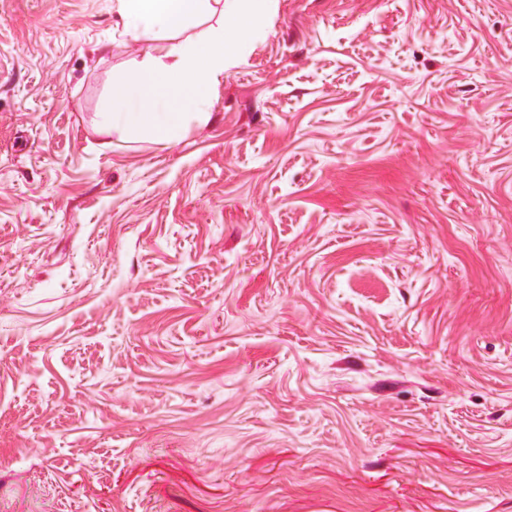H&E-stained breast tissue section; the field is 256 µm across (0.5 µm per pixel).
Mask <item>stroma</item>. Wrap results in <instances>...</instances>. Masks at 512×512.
<instances>
[{"instance_id": "35a3bbf8", "label": "stroma", "mask_w": 512, "mask_h": 512, "mask_svg": "<svg viewBox=\"0 0 512 512\" xmlns=\"http://www.w3.org/2000/svg\"><path fill=\"white\" fill-rule=\"evenodd\" d=\"M177 40L0 0V512H512V0H275L104 130ZM272 0H115L116 26L135 40L154 31H186L209 14L223 22L168 50L147 53L111 90L102 123L175 143L190 120L206 123L212 91L255 37ZM225 18V23H224Z\"/></svg>"}]
</instances>
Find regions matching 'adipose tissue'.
<instances>
[{
  "label": "adipose tissue",
  "instance_id": "obj_1",
  "mask_svg": "<svg viewBox=\"0 0 512 512\" xmlns=\"http://www.w3.org/2000/svg\"><path fill=\"white\" fill-rule=\"evenodd\" d=\"M271 4L272 0H113L112 12L123 33L137 39L154 31H181L185 37L166 51L145 54L133 73L115 85L103 125L170 144L178 141L189 121L207 122L213 89L253 40ZM215 12L221 14L222 24L189 35L199 19Z\"/></svg>",
  "mask_w": 512,
  "mask_h": 512
}]
</instances>
